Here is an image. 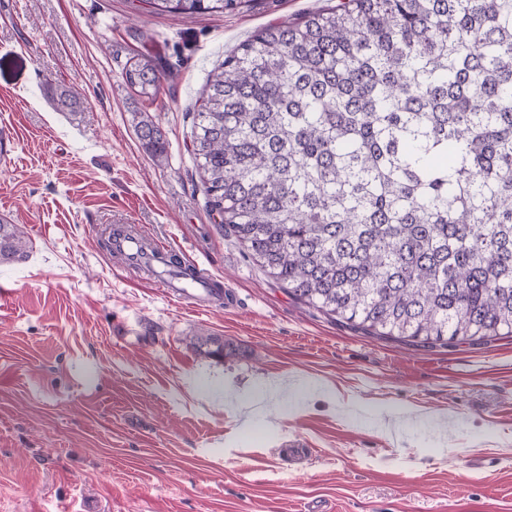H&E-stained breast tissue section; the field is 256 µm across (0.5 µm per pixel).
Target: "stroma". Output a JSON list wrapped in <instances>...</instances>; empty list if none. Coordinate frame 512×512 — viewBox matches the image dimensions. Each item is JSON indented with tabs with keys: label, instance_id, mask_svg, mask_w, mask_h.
I'll list each match as a JSON object with an SVG mask.
<instances>
[{
	"label": "stroma",
	"instance_id": "35a3bbf8",
	"mask_svg": "<svg viewBox=\"0 0 512 512\" xmlns=\"http://www.w3.org/2000/svg\"><path fill=\"white\" fill-rule=\"evenodd\" d=\"M339 0H0V512H512V336L433 349L293 300L212 224L190 114L241 42ZM155 57L161 89L123 75ZM76 91L58 111L47 84ZM168 143L155 164L135 115ZM135 224L204 262L233 307L178 304L102 247ZM239 353L218 362L189 338ZM236 0H149L157 11L172 14L224 13ZM133 61V62H132ZM125 68L126 83L143 100H155L160 89L161 76L152 56L140 55ZM28 240L17 224L0 222V264L22 261L28 257ZM189 345L200 355L217 360H223L224 357H230L234 350L226 343L222 337L199 332L190 338Z\"/></svg>",
	"mask_w": 512,
	"mask_h": 512
}]
</instances>
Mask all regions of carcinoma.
Listing matches in <instances>:
<instances>
[{"label": "carcinoma", "instance_id": "carcinoma-1", "mask_svg": "<svg viewBox=\"0 0 512 512\" xmlns=\"http://www.w3.org/2000/svg\"><path fill=\"white\" fill-rule=\"evenodd\" d=\"M124 76L157 98L152 56ZM48 95L79 114L73 91ZM136 131L163 163L162 131ZM190 144L211 219L296 300L431 348L512 336V0H342L267 26L210 75ZM28 250L0 222V264ZM189 345L234 354L211 333Z\"/></svg>", "mask_w": 512, "mask_h": 512}]
</instances>
